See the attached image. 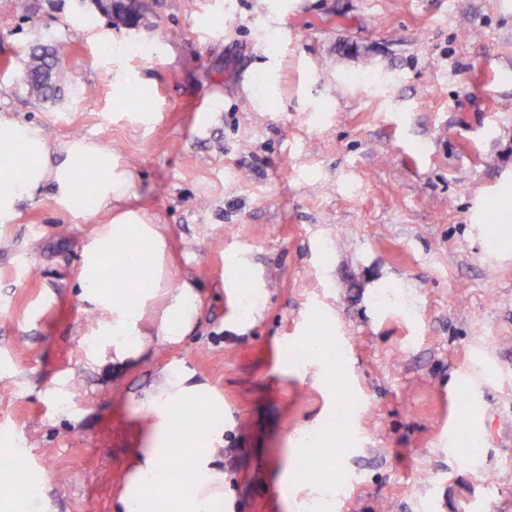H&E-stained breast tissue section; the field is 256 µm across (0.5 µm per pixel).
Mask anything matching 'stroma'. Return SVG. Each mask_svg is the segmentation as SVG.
<instances>
[{
  "label": "stroma",
  "instance_id": "stroma-1",
  "mask_svg": "<svg viewBox=\"0 0 512 512\" xmlns=\"http://www.w3.org/2000/svg\"><path fill=\"white\" fill-rule=\"evenodd\" d=\"M143 3L130 31L0 0V115L112 150L200 301L180 343L116 360L78 284L105 213L44 199L0 224V448L42 475L43 512H116L167 368L224 406L223 512H309L326 482L287 480L293 444L340 391L333 512H512V235L485 232L512 197V0ZM36 43L68 72L53 102L21 81ZM125 74L146 99L115 95ZM309 335L343 390L272 357ZM465 407L474 455L448 440Z\"/></svg>",
  "mask_w": 512,
  "mask_h": 512
}]
</instances>
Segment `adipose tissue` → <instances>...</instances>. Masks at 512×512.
I'll list each match as a JSON object with an SVG mask.
<instances>
[{
    "instance_id": "1",
    "label": "adipose tissue",
    "mask_w": 512,
    "mask_h": 512,
    "mask_svg": "<svg viewBox=\"0 0 512 512\" xmlns=\"http://www.w3.org/2000/svg\"><path fill=\"white\" fill-rule=\"evenodd\" d=\"M84 157H98L102 166L93 173L79 171ZM132 179L111 150L98 141L78 137L50 146L43 130L31 122L0 116V223L13 221L26 202L48 197L57 209L73 211L79 192H87L108 216L83 251L80 286L83 295L101 311L100 326L111 336L117 359L139 358L142 323L153 307L161 312L156 328L163 341L176 343L190 331L198 315L199 295L190 282L171 286L166 241L145 213L121 207ZM126 270L121 282L104 286L105 264ZM205 386L189 376L162 379L143 405L156 414L144 448L126 477L121 512H220L224 504V475L213 467L214 449L208 448V430L171 423L164 411L199 403ZM179 448H172V439ZM180 453L196 484L191 500L181 499L164 472L173 453Z\"/></svg>"
}]
</instances>
